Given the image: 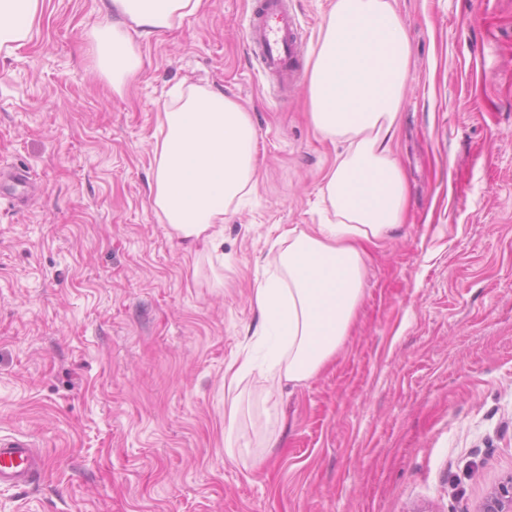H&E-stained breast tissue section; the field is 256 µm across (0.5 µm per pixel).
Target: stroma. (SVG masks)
<instances>
[{"mask_svg": "<svg viewBox=\"0 0 512 512\" xmlns=\"http://www.w3.org/2000/svg\"><path fill=\"white\" fill-rule=\"evenodd\" d=\"M334 0H288L308 66ZM411 46L393 146L407 219L368 246L344 345L307 383L236 394L224 369L258 322L274 243L320 223L345 142L320 137L307 83L278 89L246 40L250 0H203L139 39L115 91L84 47L104 0H41L0 54V433L38 443L35 485L0 512H478L512 476V0H391ZM252 116L255 184L224 217V277L149 201L153 134L180 83ZM264 469L228 457L224 414Z\"/></svg>", "mask_w": 512, "mask_h": 512, "instance_id": "1", "label": "stroma"}]
</instances>
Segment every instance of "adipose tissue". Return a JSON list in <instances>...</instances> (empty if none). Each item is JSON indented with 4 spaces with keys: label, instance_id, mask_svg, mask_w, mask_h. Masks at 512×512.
Wrapping results in <instances>:
<instances>
[{
    "label": "adipose tissue",
    "instance_id": "obj_1",
    "mask_svg": "<svg viewBox=\"0 0 512 512\" xmlns=\"http://www.w3.org/2000/svg\"><path fill=\"white\" fill-rule=\"evenodd\" d=\"M202 0H112V19L89 34V49L112 86L141 69L134 36L174 29ZM40 0H0V51L29 36ZM410 62L405 28L390 0H335L311 64L309 119L322 137L347 142L322 188L335 219L279 238L272 274L255 288V331L270 352L232 360L224 385L259 373L267 393L314 378L336 356L362 298L366 247L404 224L407 193L392 141ZM158 118L150 201L169 236L199 256L219 252L224 215L250 192L257 140L249 112L221 89L179 90Z\"/></svg>",
    "mask_w": 512,
    "mask_h": 512
}]
</instances>
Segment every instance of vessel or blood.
Wrapping results in <instances>:
<instances>
[{"label":"vessel or blood","instance_id":"b4317fda","mask_svg":"<svg viewBox=\"0 0 512 512\" xmlns=\"http://www.w3.org/2000/svg\"><path fill=\"white\" fill-rule=\"evenodd\" d=\"M287 4L288 0H256L247 30L249 45L263 69L283 85L300 76L296 66L299 29ZM44 467V459L31 440L0 435V487L32 485Z\"/></svg>","mask_w":512,"mask_h":512}]
</instances>
